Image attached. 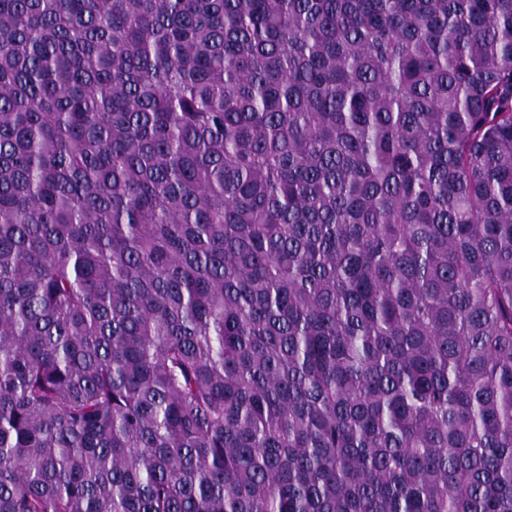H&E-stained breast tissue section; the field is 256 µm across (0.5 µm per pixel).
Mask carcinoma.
Here are the masks:
<instances>
[{"mask_svg":"<svg viewBox=\"0 0 512 512\" xmlns=\"http://www.w3.org/2000/svg\"><path fill=\"white\" fill-rule=\"evenodd\" d=\"M0 512H512V0H0Z\"/></svg>","mask_w":512,"mask_h":512,"instance_id":"1","label":"carcinoma"}]
</instances>
